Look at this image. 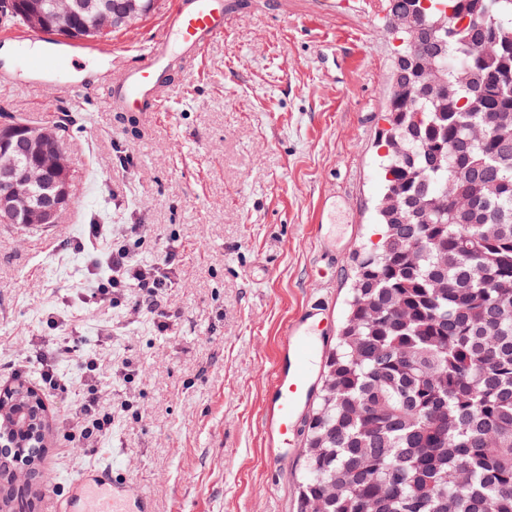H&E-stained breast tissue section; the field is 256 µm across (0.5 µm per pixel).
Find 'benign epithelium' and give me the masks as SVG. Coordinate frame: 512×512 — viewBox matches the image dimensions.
Wrapping results in <instances>:
<instances>
[{
    "mask_svg": "<svg viewBox=\"0 0 512 512\" xmlns=\"http://www.w3.org/2000/svg\"><path fill=\"white\" fill-rule=\"evenodd\" d=\"M87 13V20L78 22L77 8ZM27 15L32 25L50 26L61 37L96 39L114 29L115 18L110 0H89L78 5V0H55L54 11L44 17L30 6ZM23 146L28 160L9 164L0 174L4 190L0 192V224L16 223L24 217L28 224L44 227L61 223L70 204L71 171L63 155L58 128L53 123L22 124L0 122V153ZM43 425L27 424L19 431L12 419L0 418V446L22 448L27 442L43 444Z\"/></svg>",
    "mask_w": 512,
    "mask_h": 512,
    "instance_id": "obj_1",
    "label": "benign epithelium"
}]
</instances>
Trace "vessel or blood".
Masks as SVG:
<instances>
[{"mask_svg": "<svg viewBox=\"0 0 512 512\" xmlns=\"http://www.w3.org/2000/svg\"><path fill=\"white\" fill-rule=\"evenodd\" d=\"M229 10L228 0H171L160 37L140 51L136 65L113 70L107 83L112 107L164 112L172 48L202 61L213 40L223 35ZM0 44L11 46L20 63L16 69L0 67L1 83L21 74L49 85L92 53L90 46L60 44L49 33L19 25L1 31ZM324 312L323 306L314 304L287 323L272 366L263 431L271 460L279 465L289 460L294 423L312 391L326 333ZM50 502L54 512H153L151 501L135 493L129 477L108 461L83 469L66 490L51 495Z\"/></svg>", "mask_w": 512, "mask_h": 512, "instance_id": "vessel-or-blood-1", "label": "vessel or blood"}]
</instances>
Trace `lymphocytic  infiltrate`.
Segmentation results:
<instances>
[{
	"label": "lymphocytic infiltrate",
	"instance_id": "lymphocytic-infiltrate-1",
	"mask_svg": "<svg viewBox=\"0 0 512 512\" xmlns=\"http://www.w3.org/2000/svg\"><path fill=\"white\" fill-rule=\"evenodd\" d=\"M92 259L87 274L92 282L82 300L89 305L109 304L119 308L132 306L134 311L153 317L158 331H167L163 306L168 290L174 285V259L146 263L138 253L146 233L139 224H89L84 228ZM72 319L71 313L51 309L44 315L48 333L47 347L12 364L14 374L30 368L39 371L38 386L47 395L76 392L68 416L59 425L63 448H79L87 454L99 451L103 441L111 436L115 416L112 406L102 398L103 380L113 377L124 383H134L138 368L133 359L123 358L104 364L95 352L77 350L70 337L59 335L60 327ZM77 358L81 373L79 388H72L60 374L58 364L66 358Z\"/></svg>",
	"mask_w": 512,
	"mask_h": 512
}]
</instances>
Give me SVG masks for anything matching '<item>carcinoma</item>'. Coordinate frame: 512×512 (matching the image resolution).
I'll list each match as a JSON object with an SVG mask.
<instances>
[{"mask_svg":"<svg viewBox=\"0 0 512 512\" xmlns=\"http://www.w3.org/2000/svg\"><path fill=\"white\" fill-rule=\"evenodd\" d=\"M429 2L419 41L392 28L385 239L356 266L297 512H512V0ZM419 5L389 0V18ZM0 14L29 26L24 0Z\"/></svg>","mask_w":512,"mask_h":512,"instance_id":"carcinoma-1","label":"carcinoma"}]
</instances>
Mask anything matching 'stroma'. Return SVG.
<instances>
[{"mask_svg":"<svg viewBox=\"0 0 512 512\" xmlns=\"http://www.w3.org/2000/svg\"><path fill=\"white\" fill-rule=\"evenodd\" d=\"M243 2L203 61L173 75L163 115L109 109L104 79L134 64L129 46L159 37L168 0L97 43L81 65L84 97L55 85L0 89V118L79 117L62 144L72 201L54 242L0 229V389L13 385L7 367L38 341L50 306L71 310L63 333L82 348L107 362L133 357L140 370L141 422L116 412L94 457L60 451L54 427L69 399H45L50 429L30 512H42L44 472L73 478L96 458L120 465L156 512H296L303 448L281 467L269 458V370L306 304L328 305L325 345L334 346L354 256L381 233L379 142L396 43L384 12H365L363 0L318 18L314 0ZM336 192L346 199L327 215V232L349 246L320 279L312 227ZM94 223L147 225L143 260L174 255L171 331L128 308L81 303L86 259L70 243Z\"/></svg>","mask_w":512,"mask_h":512,"instance_id":"stroma-1","label":"stroma"}]
</instances>
